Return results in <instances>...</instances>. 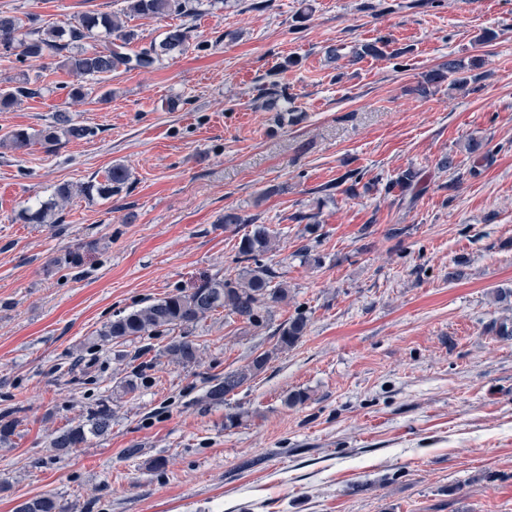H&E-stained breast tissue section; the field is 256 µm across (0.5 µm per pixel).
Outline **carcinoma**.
<instances>
[{
    "label": "carcinoma",
    "mask_w": 512,
    "mask_h": 512,
    "mask_svg": "<svg viewBox=\"0 0 512 512\" xmlns=\"http://www.w3.org/2000/svg\"><path fill=\"white\" fill-rule=\"evenodd\" d=\"M200 0H123V8L116 13L87 12L75 21L63 24H42L29 19L24 25L21 19L0 14V48L16 54L17 61L28 59L61 57L60 67L83 79L102 78L107 74L135 68H149L165 57L181 55L189 48L191 30L177 25L165 32L158 42H151L130 55L124 48L138 41V33L126 25V20L136 17L191 16L196 13ZM105 33L107 40L92 50L74 52L72 48L81 42L94 39ZM478 68L473 61L464 66L448 62L446 71L428 75L425 81L414 88L421 95L429 87L452 76L450 84L464 87L476 76L466 75ZM35 94L24 79L16 86L0 90V111L11 109L21 98ZM262 108L280 111L279 101L283 93L275 87L262 90ZM90 129L78 125L64 112L56 113V124L41 132V141L54 146L60 137L83 139ZM35 135L24 129L14 130L0 139V144L15 150L30 146ZM130 179V173L121 164L108 171L105 182H87L80 192L86 196L94 193L109 196L118 191ZM250 226L237 246L235 262L242 268L234 275L209 279L190 292L177 291L157 299L143 307L115 316L100 329L98 336L103 343H124L144 336H168L173 338L166 344L163 354L169 362L187 367L195 363L199 344L188 337L190 326L219 310L229 316L239 317L249 323H257L264 305L288 299V285L275 281V272L257 262V257L268 252L273 245V235L268 227L256 224L233 209L224 212V227ZM307 318L299 315L289 319L279 329V336L271 349L251 359L247 364L224 373L214 379V384L205 392L204 398L212 404H222L227 395L250 383L280 352L293 348L304 336ZM20 425L16 411L0 414V443L6 444ZM112 426V408L105 402L88 412L86 422L70 427L51 441L59 451L82 447L90 436L106 434ZM16 512H66V507L57 495L45 493L19 504Z\"/></svg>",
    "instance_id": "obj_1"
}]
</instances>
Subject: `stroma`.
Wrapping results in <instances>:
<instances>
[{
  "label": "stroma",
  "mask_w": 512,
  "mask_h": 512,
  "mask_svg": "<svg viewBox=\"0 0 512 512\" xmlns=\"http://www.w3.org/2000/svg\"><path fill=\"white\" fill-rule=\"evenodd\" d=\"M121 7L0 0L45 23ZM181 22L186 53L87 80L78 101L75 76L0 52V89L38 90L0 112V136L59 112L91 130L0 145V413L21 419L0 445V512L46 492L67 512H512V336L494 331L512 318V0H204L131 25L144 46ZM368 42L383 56L359 57ZM474 58L466 89L415 93ZM274 84L280 114L259 100ZM116 164L131 177L112 197L73 196L53 226L22 220ZM231 208L273 233L259 261L287 302L257 325L201 320L187 368L164 336L99 344L116 314L236 273ZM71 251L78 265H55ZM300 314L294 348L223 404L203 400ZM104 399L108 434L51 447ZM478 66L479 64L477 63V61H472L469 67H465L461 63L450 61L446 66L448 75L444 71H437L432 74H429L426 77L425 81L421 82L420 84L417 85V87L414 88V91L418 92L421 95H426L430 91L429 86L444 81L447 78V76L449 78L451 75L454 74L460 75L468 71H473L474 69L478 68Z\"/></svg>",
  "instance_id": "obj_1"
}]
</instances>
